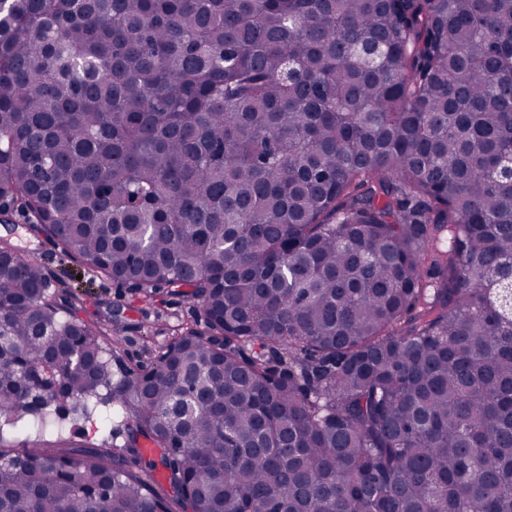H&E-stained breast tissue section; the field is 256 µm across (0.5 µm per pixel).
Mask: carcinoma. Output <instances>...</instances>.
Returning a JSON list of instances; mask_svg holds the SVG:
<instances>
[{
	"instance_id": "1",
	"label": "carcinoma",
	"mask_w": 512,
	"mask_h": 512,
	"mask_svg": "<svg viewBox=\"0 0 512 512\" xmlns=\"http://www.w3.org/2000/svg\"><path fill=\"white\" fill-rule=\"evenodd\" d=\"M511 161L512 0H0V198L204 313L130 366L0 240V512H512Z\"/></svg>"
}]
</instances>
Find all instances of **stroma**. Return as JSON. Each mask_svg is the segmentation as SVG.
I'll use <instances>...</instances> for the list:
<instances>
[{"label": "stroma", "mask_w": 512, "mask_h": 512, "mask_svg": "<svg viewBox=\"0 0 512 512\" xmlns=\"http://www.w3.org/2000/svg\"><path fill=\"white\" fill-rule=\"evenodd\" d=\"M1 237L10 238L22 253L35 256L52 287L66 288L83 297L81 318L96 320L106 306L121 307V315L110 324L106 334L121 337L117 353L127 363L148 362L152 349L167 340L169 329L195 321L198 316L193 302L186 298L149 297L93 277L78 263L62 255L54 240L39 232L21 214H13L9 223L0 222Z\"/></svg>", "instance_id": "obj_1"}]
</instances>
